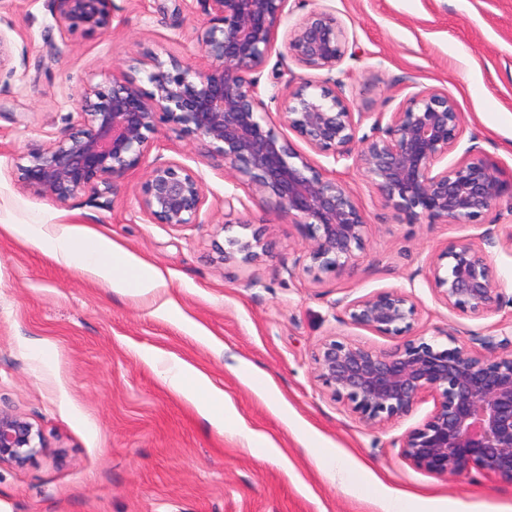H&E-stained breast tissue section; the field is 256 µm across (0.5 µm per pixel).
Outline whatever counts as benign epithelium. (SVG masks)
Returning a JSON list of instances; mask_svg holds the SVG:
<instances>
[{
  "label": "benign epithelium",
  "mask_w": 512,
  "mask_h": 512,
  "mask_svg": "<svg viewBox=\"0 0 512 512\" xmlns=\"http://www.w3.org/2000/svg\"><path fill=\"white\" fill-rule=\"evenodd\" d=\"M209 16L197 36L208 64L191 70L181 60L152 57L146 90L122 74L77 95L78 124L17 166V181L30 193L67 207L81 194H108L129 171L144 170L139 207L154 224L199 223L206 203L203 179L189 166L151 157L152 134L168 125L204 139L224 158L230 179L274 197L299 218L305 239L295 266L314 278L352 267L364 249L366 216L349 187L293 149L286 128L334 163L364 173L380 198L408 220L473 224L504 197L512 179L473 145L451 165L448 154L466 131L464 115L433 88L411 95L397 111L375 117L361 133L365 112L352 111L332 76L348 54V32L332 11L292 18L288 0H198ZM59 27L105 31L112 0H53ZM282 41L288 57L326 78L289 79L269 99L278 120L267 116L257 73ZM7 37L0 33V78L10 85ZM512 247V225L490 224L482 243H449L426 263L436 299L459 316L482 318L502 305L485 246ZM224 261L251 263L268 256L263 233L231 238ZM351 324L397 340L390 349L328 338L314 350L316 377L329 398L368 425L409 414L424 397L434 409L400 441V456L431 474L456 478L477 470L512 483V322L497 325L466 349L409 338L420 319L415 297L381 288L344 304ZM59 449L27 417L0 409V467H22Z\"/></svg>",
  "instance_id": "obj_1"
}]
</instances>
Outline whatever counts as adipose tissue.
<instances>
[{"mask_svg":"<svg viewBox=\"0 0 512 512\" xmlns=\"http://www.w3.org/2000/svg\"><path fill=\"white\" fill-rule=\"evenodd\" d=\"M50 244L62 260L93 271L116 290L144 293L156 286V276L149 267L133 261L128 252L93 233L64 227L51 236Z\"/></svg>","mask_w":512,"mask_h":512,"instance_id":"1","label":"adipose tissue"}]
</instances>
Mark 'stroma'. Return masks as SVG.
I'll return each mask as SVG.
<instances>
[{
  "label": "stroma",
  "mask_w": 512,
  "mask_h": 512,
  "mask_svg": "<svg viewBox=\"0 0 512 512\" xmlns=\"http://www.w3.org/2000/svg\"><path fill=\"white\" fill-rule=\"evenodd\" d=\"M294 16L333 11L357 52L336 76L357 112H393L424 88L447 93L483 152L512 177V0H290ZM105 33L60 30L52 0H0V32L17 69L0 93V407L36 423L58 457L0 468V512H512V484L478 473L448 480L416 469L395 441L434 408L371 427L332 401L312 353L329 337L388 349L392 340L351 325L342 301L380 288L416 298L417 336L448 329L471 347L512 319V250L490 248L503 303L480 319L440 304L422 269L446 243L478 241L489 223L512 225L502 198L475 224H411L385 205L361 170L292 138L296 150L352 190L368 215L356 270L312 278L293 265L302 237L273 198L224 179L205 142L160 127L163 159L203 178L200 221L151 223L139 208L143 170L112 187L109 201L83 194L65 208L24 191L14 174L28 153L76 125L70 99L120 68L147 86L146 58L206 63L197 35L208 18L184 0H112ZM238 197L226 208V196ZM88 228L151 267L146 293L109 288L57 259L41 239ZM267 227L271 255L219 262L228 238ZM199 370L224 394L229 417L212 424L208 393L188 380L173 391L156 358ZM257 368L255 384L242 365ZM265 437L249 447L246 433ZM339 460L342 472L325 469Z\"/></svg>",
  "instance_id": "35a3bbf8"
}]
</instances>
